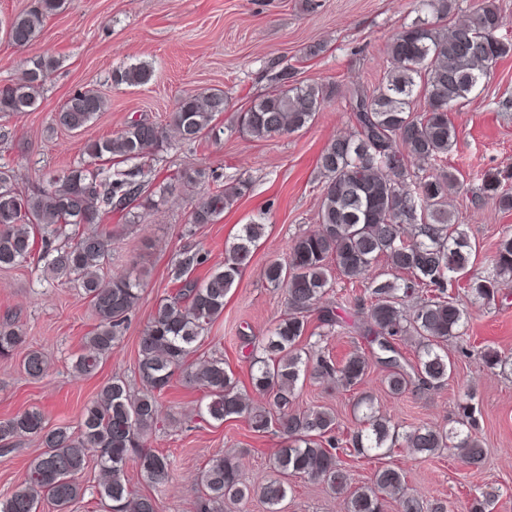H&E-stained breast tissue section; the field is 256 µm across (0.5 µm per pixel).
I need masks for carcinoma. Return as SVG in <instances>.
Returning a JSON list of instances; mask_svg holds the SVG:
<instances>
[{"instance_id": "cac0c4a2", "label": "carcinoma", "mask_w": 512, "mask_h": 512, "mask_svg": "<svg viewBox=\"0 0 512 512\" xmlns=\"http://www.w3.org/2000/svg\"><path fill=\"white\" fill-rule=\"evenodd\" d=\"M420 9L444 18L456 9V0H419ZM65 7V0H38L37 6L12 17L4 33L12 44L32 42L47 17ZM506 19L492 0L483 3L459 23L440 27L426 18L403 26L387 46V71L375 89L364 86L344 91L335 84H298L292 68L281 67L272 80L275 90L255 99L236 117L235 129L261 140L297 133L311 125L337 96L350 112L351 131L332 137L320 152L316 167L322 178L319 226L293 237L286 257L266 265L269 287L284 292L286 311L257 353L251 382L260 401L241 392L238 381L224 367V359L191 361L197 343L224 315L227 292L250 263L265 225L242 227L225 249L224 264L210 270L202 281L187 273L206 261L187 251L175 265L176 293L163 299L138 341L135 373L143 391L134 394L125 378L114 376L99 390L82 413L77 429L50 427L44 414L25 410L0 421V442L27 435L40 441L41 451L29 464L24 480L0 500V512H38L47 498L57 512L81 499L87 487L78 481L89 458L96 459L98 493L112 502L115 512H157L151 495L129 486V463L141 478L156 487L165 484L172 470L170 456L147 447V436L162 422L161 397L178 375L189 385L206 390L210 401L199 408L200 417L217 422L244 417L255 433L273 432L283 439L274 469L278 477L257 486L242 478L238 457L219 452L199 473L198 512H224L257 495L267 512H282L290 486L288 478L324 482L343 496L347 512H384L396 503L397 512H447V505L410 492L406 475L396 466L377 468L369 483L354 486L336 449L343 444L350 455L385 456L395 448L429 458L441 450H457L460 462L479 470L486 459L473 407L460 405L456 426L423 423L409 429L381 413L369 395L357 398L361 411L356 427L343 436L335 414L324 407L295 406L299 384L311 378L334 382L353 392L366 382L371 369L386 371L389 395L398 398L413 389H438L453 379L455 363L447 343H468L470 314L458 300L461 290L470 302L491 303L512 281V232L502 233L480 275H469L472 245L468 225L455 223L448 198L458 183L445 167L448 152L457 143V131L448 112L470 102L490 75V65L512 53V41L498 32ZM58 65L52 56L38 57L24 67L16 81L0 86V113L28 112L35 108L40 89ZM153 70L131 64L113 71L112 82L145 85ZM423 100L421 109L415 102ZM231 99L222 91L186 94L179 98L166 123L146 117L131 119L120 132L87 146L91 161L52 177L47 184L20 194L14 175L0 170V269L28 262L35 239L33 229L46 230L42 239L43 278L79 289L90 298L97 324L85 338V352L75 361L78 373L89 374L121 341L131 313L140 300L141 280L132 272L104 278L112 253V234L99 228L104 216L132 205L154 209L164 201L172 184L193 188L219 176L202 169L178 170L169 181L147 190L125 174L109 173L103 163L120 164L161 151L169 132L187 144L220 139L224 128L217 119ZM105 98L94 89L74 92L56 112V125L77 132L105 111ZM248 190L244 181L220 185L195 206L193 224H215L224 210ZM481 195L503 212L512 211V193L502 188L500 173L486 171ZM87 225L76 240L57 244L53 236L61 225ZM385 261L387 271L369 276L374 264ZM362 282L363 294L354 296L350 328L361 339L342 362L326 354L321 339L343 326L326 297L340 282ZM317 315L327 328L314 336L310 318ZM417 341L415 360L398 350L402 340ZM25 343L15 324L0 323V357L7 358ZM23 368L39 379L47 371L44 355L29 351Z\"/></svg>"}]
</instances>
